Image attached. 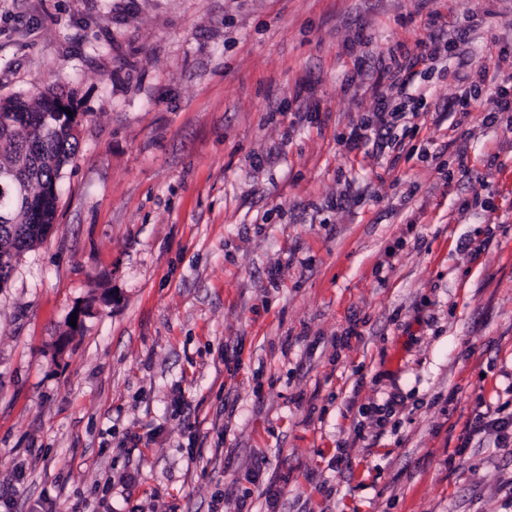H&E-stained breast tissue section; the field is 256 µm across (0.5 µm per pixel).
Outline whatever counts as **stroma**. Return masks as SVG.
Returning a JSON list of instances; mask_svg holds the SVG:
<instances>
[{
	"instance_id": "stroma-1",
	"label": "stroma",
	"mask_w": 512,
	"mask_h": 512,
	"mask_svg": "<svg viewBox=\"0 0 512 512\" xmlns=\"http://www.w3.org/2000/svg\"><path fill=\"white\" fill-rule=\"evenodd\" d=\"M431 9L512 47V0H0V98L82 117L0 291L13 512H512L465 440L512 400L508 117L439 112L451 57L348 142Z\"/></svg>"
}]
</instances>
